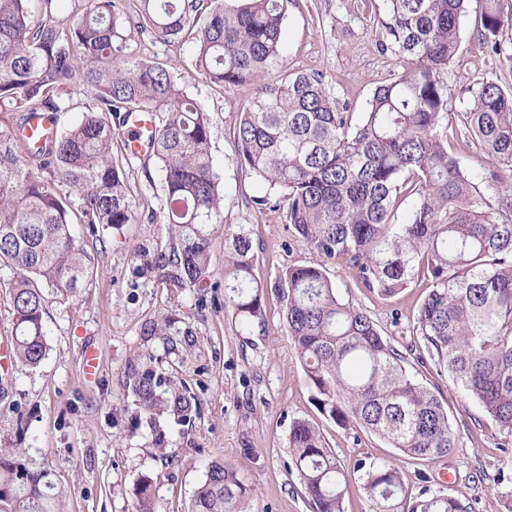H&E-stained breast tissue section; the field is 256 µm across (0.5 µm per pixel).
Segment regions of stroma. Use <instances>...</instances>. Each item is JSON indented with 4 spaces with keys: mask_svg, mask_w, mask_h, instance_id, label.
Instances as JSON below:
<instances>
[{
    "mask_svg": "<svg viewBox=\"0 0 512 512\" xmlns=\"http://www.w3.org/2000/svg\"><path fill=\"white\" fill-rule=\"evenodd\" d=\"M479 14L474 2L461 50L443 75L453 112L462 111L469 84L512 86V27L500 35L502 55H492L476 35ZM383 15V0H291L283 60L289 68L325 74L336 97L351 111H364L375 87L396 69L379 52ZM128 48L164 65L210 115L224 212L223 223L211 228L210 276L197 286L169 281L163 175L156 159L134 163L127 185L135 221L75 225L77 244L92 258L89 278L64 298L46 292L41 364L15 361L0 373V448L24 449L44 464L67 493L65 512H131L145 476L152 479L158 512H190L216 459L252 488L251 512H312L288 447L291 425L302 419L319 431L346 473L344 512H373L360 465L378 461L395 464L413 495H451L471 503L473 512H512V485L496 481L506 454L489 427L476 425V405L447 374L419 362L414 324L424 288L412 285L384 300L347 267H328L344 299L371 317L405 355L410 372L447 408L456 446L434 461L405 457L373 433L340 427L318 410L276 295L267 294L262 323L241 330L224 304L226 225L250 229L255 275L264 283H274L287 266L317 260L292 237L281 212L260 213L250 205L257 188L237 164L233 129L255 88L208 83L192 66L189 41L171 46L135 30ZM89 345L98 347L101 358L92 384L83 375ZM146 371L162 391L190 398L187 419L170 412L152 418L141 410L131 383Z\"/></svg>",
    "mask_w": 512,
    "mask_h": 512,
    "instance_id": "obj_1",
    "label": "stroma"
}]
</instances>
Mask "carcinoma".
I'll list each match as a JSON object with an SVG mask.
<instances>
[{
	"label": "carcinoma",
	"mask_w": 512,
	"mask_h": 512,
	"mask_svg": "<svg viewBox=\"0 0 512 512\" xmlns=\"http://www.w3.org/2000/svg\"><path fill=\"white\" fill-rule=\"evenodd\" d=\"M0 0V269L12 272L9 305L16 358L46 356L44 289L61 297L88 277L90 257L70 225L129 224L135 211L125 166L137 161L112 114L163 112L151 154L160 164L173 246L168 277L195 286L208 273V227L223 223L220 177L211 162L208 112L160 63L127 51L131 31L196 46L195 71L218 87L269 79L245 103L233 130L236 159L258 187L252 206L281 211L297 242L319 261L290 267L273 288L321 413L360 426L402 455L436 460L455 447L448 410L406 369L372 319L344 301L327 271L352 270L387 300L424 285L414 330L424 354L446 371L512 447V89L467 88L448 111L442 75L462 44L471 0H387L380 52L397 73L376 86L358 121L326 75L280 66L289 0ZM478 39L495 54L512 18L503 0H477ZM93 89L82 119L54 130L36 153L17 132L37 114L53 119L72 100L75 75ZM463 128L493 169L448 152L443 128ZM80 195L73 208L71 194ZM401 224L393 222L403 202ZM245 225L226 237L224 304L249 329L263 317L267 285L255 276ZM132 391L142 410L188 415L184 394L159 392L149 373ZM288 447L314 512H344L347 477L315 427L293 423ZM375 512H471L458 498L411 496L389 462L363 466ZM252 489L221 460L210 462L191 512H247ZM66 493L20 448L0 449V512H63ZM134 512H157L152 479L136 487Z\"/></svg>",
	"instance_id": "obj_1"
}]
</instances>
